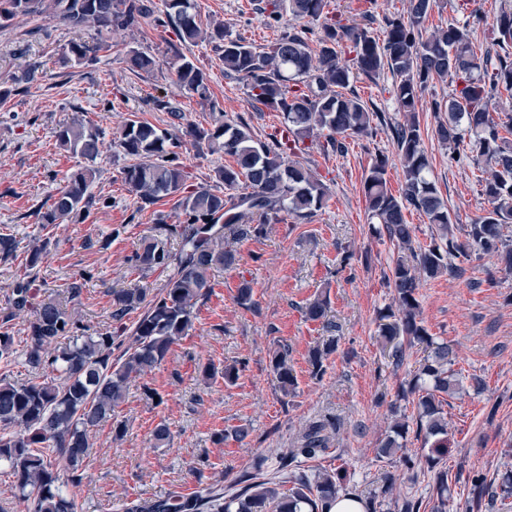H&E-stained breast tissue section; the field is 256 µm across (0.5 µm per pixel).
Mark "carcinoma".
<instances>
[{"instance_id":"cac0c4a2","label":"carcinoma","mask_w":512,"mask_h":512,"mask_svg":"<svg viewBox=\"0 0 512 512\" xmlns=\"http://www.w3.org/2000/svg\"><path fill=\"white\" fill-rule=\"evenodd\" d=\"M435 0H409L407 13L386 19L382 41L368 28L347 23L340 14H329V0H265L258 10L267 21L280 23L282 10L295 18L324 19L322 36L311 47L307 32L285 27L276 41L255 47L232 39L224 23L203 25L197 0H164L157 25L173 30L177 42L170 51L177 60L178 83L201 100L216 106L207 74L180 51L182 46L202 42L214 44L224 65V74L242 80L254 107L263 106L280 114V126L267 140L255 138L248 125L219 121L210 128L190 126L185 135L198 145L220 151L232 163L217 168L215 178L224 191L206 186L188 188L187 172L177 148L181 137L148 121H128L118 136V146L134 163L122 168V181L134 196L138 209L175 197L183 221L169 224L156 214L158 234L142 242L131 257V266L141 274L165 268L176 260L162 292L147 299L145 292L131 289L112 293V317L120 323L115 331L88 334L81 322L54 300L33 303L32 285L52 245L48 234L20 245L10 233H0V259L14 261L24 254L21 275L9 298L13 309L33 308L26 336L24 365L34 374L24 383L0 378V464L10 469L20 497L31 512H80L81 505L68 488L81 484L90 462V434L101 423L112 421V433L121 438L127 424L114 417L129 383L159 366L172 347L192 329L196 305L207 298L213 270L232 267L238 261L237 245L259 237L265 226L283 214L298 221L322 210L329 199L327 185L311 169L295 160L309 143L324 138L322 150L344 153L346 139L369 136L374 121L382 115L355 93L351 81L359 75L373 78L384 71L393 76V88L404 122L393 127L397 156L404 172L400 195L387 182L388 158L379 156L365 171L362 193L372 231L385 235L399 249L389 285L395 291V307L379 317V336L389 347L395 365L404 361V343L424 344L431 361L425 363L397 398L412 403L416 416H393L380 440L377 456H399L402 471L414 469L411 456L402 453V442L410 428L430 447L426 457L436 475V500L431 512H447L448 421L441 397L459 390L460 380L451 369L456 356L445 342H436L420 318L418 289L423 281L444 274L460 275L455 260L494 252L512 269V237L505 229L512 223V141L500 135L493 117L496 95L512 91V59L497 49L512 48V5L501 9L492 23V47L476 53L468 25H448L426 35L421 29ZM49 13L66 23L97 32L100 41L89 46L72 42L69 54L75 62H94L96 52L109 49L107 39L116 30H134L151 15L145 0H0V19L17 15ZM350 45L353 56L345 62L342 49ZM130 62L138 71L150 73L155 58L131 51ZM454 86L448 101L434 103L436 112L448 116L437 122L433 136L448 148V158L461 155L464 143L485 158L483 194L489 204L486 214L470 225L465 238L455 235L447 205L429 178V158L416 116L422 92L435 80ZM61 149L84 160L70 172L51 198L38 224L45 231L72 219L86 218L97 204L108 201L95 196L91 187L97 178L96 159L102 131L77 114L56 132ZM423 213L436 231L430 243L416 240L415 228L404 211ZM166 233L180 240L172 257L159 238ZM246 310L256 307L254 289L243 281L234 297ZM141 311L132 328L121 325L131 312ZM336 351L329 343L309 350L308 363L315 378L324 375L325 361ZM15 338L9 327H0V361L15 359ZM270 369L278 390L285 396L297 387L290 351L279 344L272 351ZM59 373V380H46L39 372ZM339 421L326 418L310 423L297 447L277 456V468L290 470L293 486L286 493L279 484L245 470L234 478L239 492L224 497L213 484L183 495L150 500L134 499L123 504V512H327L336 501L344 476L320 471L313 476L298 470L304 460L328 450L330 433L339 431ZM400 475L387 473L379 492L381 501H394L399 512H420L421 502L394 497ZM486 484L472 481L469 512L480 510Z\"/></svg>"}]
</instances>
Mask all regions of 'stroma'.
I'll use <instances>...</instances> for the list:
<instances>
[{
	"mask_svg": "<svg viewBox=\"0 0 512 512\" xmlns=\"http://www.w3.org/2000/svg\"><path fill=\"white\" fill-rule=\"evenodd\" d=\"M197 2L203 22L222 21L231 38L261 46L277 36L253 0ZM502 5V0H437L424 28L469 25L481 53L491 43L490 25ZM93 37V30L49 14L18 15L0 23V86L12 91L0 105V232L23 243L39 234L36 211L80 163L59 149L56 132L84 113L108 141L97 159L92 191L110 204L54 229L37 289L39 298L69 302L83 325L103 333L116 325L113 291L140 288L151 297L166 283V271L141 275L130 263L154 232L155 212H163L171 224L182 220L175 199L141 210L126 192L121 171L128 160L111 144L119 128L132 119L172 128L171 115L153 104L157 97L181 109L183 124L207 128L219 120L241 119L260 140L278 127L279 114L256 109L245 84L225 75L213 47L205 43L189 47L186 54L207 73L220 108L214 112L199 103L177 83L169 50L174 33L155 26L153 19L143 20L138 31L113 33L111 50L98 52L95 62L71 61L70 42L89 43ZM133 49L156 58L152 73L131 69L127 58ZM352 87L384 113L385 123L371 136L347 138L343 154H326L315 145L301 155V162L328 186L327 207L300 223L287 217L268 224L263 235L239 244L235 266L213 272V290L198 303L192 330L160 366L130 382L116 408V418L127 424L126 436L114 439L108 423L92 433L91 461L75 490L83 512H122L126 500L187 494L201 480L224 485L262 457L275 467L277 453L295 447L306 426L326 416L338 418L341 428L325 455L305 462L306 472L345 470V489L367 500L378 493L383 473L393 470L392 461L377 458L378 441L391 409L415 415L412 404L398 401L397 390L418 372L427 353L424 345H415L397 366L382 348L377 316L394 304L387 278L397 251L388 239L369 231L362 178L376 157L386 156L388 185L400 191L404 176L392 127L404 117L390 74L358 76ZM451 92L447 83L432 82L417 115L431 178L461 237L488 204L475 154L449 161L447 149L432 135L438 120L432 103ZM179 153L193 186L211 183L215 169L225 163L223 154L188 138ZM348 251L354 258L346 265L342 258ZM463 268L461 277L442 276L419 290L424 325L436 342L455 350L454 369L462 385L444 406L451 440L448 512H465L474 477L495 486L512 469V272L494 253L477 255ZM17 269V263L0 260V319H8L18 352L15 361L0 362V378L21 383L29 378L23 356L31 315L12 312L8 304ZM245 279L254 284L257 306L252 310L234 301ZM73 282L81 290L72 301L67 286ZM320 294L330 300L326 316L308 320L305 306ZM331 341L336 350L322 379H315L308 351ZM281 343L289 347L298 381L288 396L275 388L269 368L271 352ZM235 361L240 364L235 384H225L220 375L206 381L200 374L205 365L220 372ZM162 422L173 439L159 447L152 433ZM237 428L248 432L243 441L231 436ZM221 431L229 437L219 444L215 435ZM203 456L209 466H200ZM197 466L202 469L198 475L193 472Z\"/></svg>",
	"mask_w": 512,
	"mask_h": 512,
	"instance_id": "stroma-1",
	"label": "stroma"
}]
</instances>
